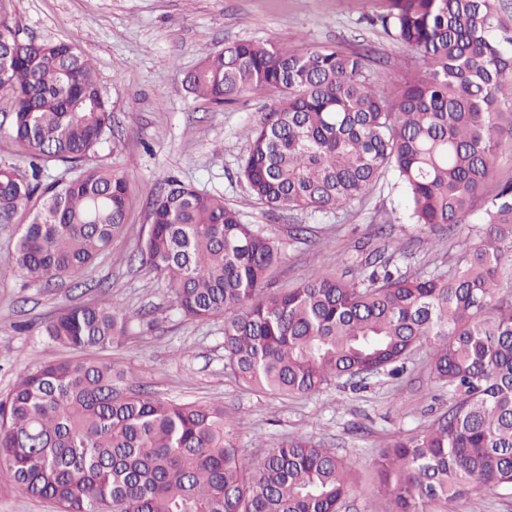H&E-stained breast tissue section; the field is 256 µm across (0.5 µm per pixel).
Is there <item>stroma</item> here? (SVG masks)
<instances>
[{
  "label": "stroma",
  "instance_id": "1",
  "mask_svg": "<svg viewBox=\"0 0 512 512\" xmlns=\"http://www.w3.org/2000/svg\"><path fill=\"white\" fill-rule=\"evenodd\" d=\"M388 0H13L21 38L74 41L93 60L112 103V137L94 161L133 175L124 234L88 269L82 286L44 289L12 270L16 225H0V396L34 366L75 358L50 342L45 322L77 304L114 301L131 329L121 343L89 351L110 358L138 390L186 402L220 401L240 421L238 446L261 458L281 439L306 436L334 449L348 466L346 512H387L378 476L381 451L394 436L418 434L447 411V388L431 378L427 348L416 350L398 376L358 383L341 378L304 396H273L244 386L224 368V318L186 320L161 278L143 265L139 243L150 222L153 192L176 179L223 197L244 223L282 243L284 259L271 285L288 289L318 267L334 265L362 278L374 250L407 272H444L474 238L473 225L453 236L405 219L401 194L385 179L365 198L321 214H269L238 178L247 152L246 127L260 121L278 94H248L214 107L187 90L185 78L206 52L243 39L294 51L307 45L366 55L371 69L403 83L419 63L383 30ZM309 231L293 237L292 225Z\"/></svg>",
  "mask_w": 512,
  "mask_h": 512
}]
</instances>
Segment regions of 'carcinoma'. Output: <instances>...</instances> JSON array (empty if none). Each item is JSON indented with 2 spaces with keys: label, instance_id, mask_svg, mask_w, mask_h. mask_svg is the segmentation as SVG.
<instances>
[{
  "label": "carcinoma",
  "instance_id": "obj_1",
  "mask_svg": "<svg viewBox=\"0 0 512 512\" xmlns=\"http://www.w3.org/2000/svg\"><path fill=\"white\" fill-rule=\"evenodd\" d=\"M0 0V95L6 136L29 170L0 161V224L18 225L13 268L41 288L80 279L122 236L130 175L89 163L111 131L112 105L74 42L18 39ZM502 0H391L386 32L422 63L389 96L386 72L339 48L288 53L237 41L186 78L212 104L276 90L246 132L239 174L270 210L328 212L390 176L411 223L453 232L481 206L479 240L444 274L403 273L376 250L357 281L328 265L270 288L282 247L224 198L177 181L157 192L142 262L188 320H224L225 367L245 386L302 396L335 379L404 369L430 351L448 411L381 455L389 512L469 493L512 496V27ZM62 164L66 179L50 167ZM115 302L63 310L43 325L74 350L119 342ZM110 359L22 373L0 398V481L56 512H342L348 473L305 436L247 462L221 402H176L125 387Z\"/></svg>",
  "mask_w": 512,
  "mask_h": 512
}]
</instances>
